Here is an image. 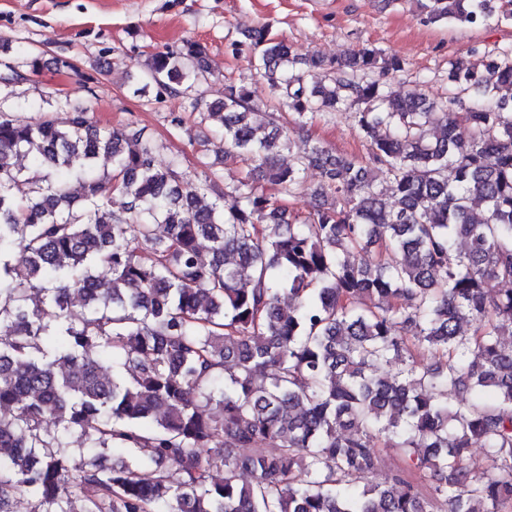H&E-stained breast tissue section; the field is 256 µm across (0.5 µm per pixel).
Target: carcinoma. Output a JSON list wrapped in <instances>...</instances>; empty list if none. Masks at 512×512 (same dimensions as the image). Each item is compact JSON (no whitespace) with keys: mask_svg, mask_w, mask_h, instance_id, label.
<instances>
[{"mask_svg":"<svg viewBox=\"0 0 512 512\" xmlns=\"http://www.w3.org/2000/svg\"><path fill=\"white\" fill-rule=\"evenodd\" d=\"M416 2L429 24H512V0ZM246 40L280 118L241 85L196 95V41L131 79L221 125L203 152L250 162L212 201L207 171L159 165L143 135L52 95L63 115L23 121L0 87V512L19 495L32 512H508L512 47L448 62L471 93L457 113L374 78L404 70L377 48L303 57L266 25ZM350 108L364 155L290 138ZM309 170L318 204L292 220ZM381 448L402 467L369 485ZM109 449L125 460L102 466Z\"/></svg>","mask_w":512,"mask_h":512,"instance_id":"carcinoma-1","label":"carcinoma"}]
</instances>
